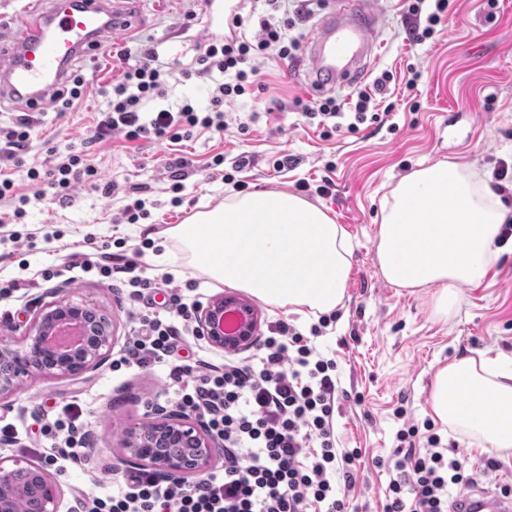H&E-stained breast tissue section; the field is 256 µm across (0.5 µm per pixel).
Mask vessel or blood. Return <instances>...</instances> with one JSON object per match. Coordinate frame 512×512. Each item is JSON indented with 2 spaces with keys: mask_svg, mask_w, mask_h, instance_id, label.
Wrapping results in <instances>:
<instances>
[{
  "mask_svg": "<svg viewBox=\"0 0 512 512\" xmlns=\"http://www.w3.org/2000/svg\"><path fill=\"white\" fill-rule=\"evenodd\" d=\"M137 0H50L29 11L0 50V102L36 105L65 84L72 61L94 50L104 33L131 26ZM375 14L365 0H334L307 45L312 92L358 83L375 58ZM462 512H512V499L485 490L461 496Z\"/></svg>",
  "mask_w": 512,
  "mask_h": 512,
  "instance_id": "vessel-or-blood-1",
  "label": "vessel or blood"
}]
</instances>
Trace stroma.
I'll use <instances>...</instances> for the list:
<instances>
[{
	"label": "stroma",
	"mask_w": 512,
	"mask_h": 512,
	"mask_svg": "<svg viewBox=\"0 0 512 512\" xmlns=\"http://www.w3.org/2000/svg\"><path fill=\"white\" fill-rule=\"evenodd\" d=\"M373 5L379 25L371 73H393L395 108L381 121L362 125L359 133L322 138L320 129L304 123L292 106L294 99L308 96L304 64L262 59L264 89L225 105L224 131L204 130L180 142H130L115 135L94 144L99 177L112 183L111 195L85 183L66 202L48 187L36 200L33 187L22 181L18 190L31 201L19 219L13 215L14 201L0 199V280L24 283L0 298V334L21 336L41 304L61 287L73 302L105 308L115 325L109 362L76 377L25 380L0 401V427L11 423L18 429L15 443L0 442L1 457L41 463L51 446L40 432L41 422L67 405L74 408L77 426L88 432L91 452L81 463L48 469L63 491L59 512H68L79 493L103 497L118 488L128 470L120 462L122 429L145 420L155 406L171 407L176 387L165 364L112 367L138 328L135 314L150 311L146 303L131 300L120 279L77 270L46 281L42 271L87 254L122 255L138 259L155 282L172 278L182 286L186 303H206L215 287L162 231L228 196L258 191L301 194L330 209L352 239L344 305L313 340L336 362V439L340 447L362 453L348 491L351 507L384 512L390 477L376 461L388 458L398 430L412 425L419 441L434 432L442 443H454L457 455L476 472L478 489L512 484L511 451L494 454L468 444L431 422L427 413L434 373L442 363L480 352L512 357V253L502 254L482 285L464 289L459 312L447 322L433 316L429 293L388 284L374 259L381 202L412 170L449 159L489 176L498 161L512 163V0H498L492 16L481 0H449L443 31L421 45L409 38L418 19L408 13L406 0H373ZM136 10L127 32L102 38L97 51L77 60L86 87L71 109L58 111L48 98L40 103L41 124L29 165L45 167L54 154L83 149L120 70L109 51L113 44L133 43L137 35H154L161 57L173 68L166 103L207 105L205 85L180 74L207 42L203 0H139ZM414 71L416 85L406 89ZM241 118L250 121L244 135L237 129ZM219 154L224 162L213 166ZM283 155L292 157L293 165L274 170V160ZM243 156L249 163L240 170L236 164ZM175 158L185 161L177 194L165 166ZM323 184L328 193H319ZM138 197L145 199L151 216L132 224L124 208ZM189 279L194 282L190 288L185 285ZM491 457L497 467H488Z\"/></svg>",
	"instance_id": "35a3bbf8"
}]
</instances>
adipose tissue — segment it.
<instances>
[{"label": "adipose tissue", "instance_id": "ef3b65f1", "mask_svg": "<svg viewBox=\"0 0 512 512\" xmlns=\"http://www.w3.org/2000/svg\"><path fill=\"white\" fill-rule=\"evenodd\" d=\"M507 206L471 165L440 160L417 168L381 208L375 260L384 280L430 291L435 315L454 316L463 289L483 283L502 254ZM167 238L215 284L304 317L341 308L353 244L328 210L284 191L238 194ZM429 414L468 443L512 449V357L463 356L436 371Z\"/></svg>", "mask_w": 512, "mask_h": 512}]
</instances>
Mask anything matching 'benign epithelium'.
<instances>
[{
  "instance_id": "7a95c632",
  "label": "benign epithelium",
  "mask_w": 512,
  "mask_h": 512,
  "mask_svg": "<svg viewBox=\"0 0 512 512\" xmlns=\"http://www.w3.org/2000/svg\"><path fill=\"white\" fill-rule=\"evenodd\" d=\"M197 334L226 354L240 353L258 341L260 317L248 296L219 293L201 306L196 316ZM84 330V343L74 349L66 343L71 330ZM114 339L110 314L95 303L74 304L66 290L35 314L21 340L0 338V400L18 389L19 379L45 376H78L101 365ZM120 448L130 464L152 467L166 480L184 479L206 472L223 452V444L199 422L183 413L157 406L145 422L128 426ZM35 478L37 512H57L60 486L41 465L0 458V512H16L24 491L18 474Z\"/></svg>"
}]
</instances>
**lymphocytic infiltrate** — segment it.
Wrapping results in <instances>:
<instances>
[{
  "label": "lymphocytic infiltrate",
  "instance_id": "f902f5d3",
  "mask_svg": "<svg viewBox=\"0 0 512 512\" xmlns=\"http://www.w3.org/2000/svg\"><path fill=\"white\" fill-rule=\"evenodd\" d=\"M253 37L243 32L245 18L230 21L233 36L208 41L195 60L197 77L221 74L210 89V106L192 103L146 111L147 102L166 95L165 66L154 38L140 40L137 51L117 45L114 59L126 67L112 82V94L99 114L92 136L100 142L120 134L128 141H175L204 129L223 130L224 105L258 86L254 62L259 58L295 61L300 48L292 37L301 15L288 0H265ZM393 79L382 72L372 90H358L351 112L335 98L298 103L302 118L318 121L325 136L345 130L357 132L367 120H379L369 110L373 95L389 91ZM38 120L27 112L10 126L0 127V162L23 166ZM26 170L28 182L54 189L67 200L78 182H98V167L88 150L67 153L46 170ZM167 316H144V330L121 358L122 364L148 367L165 363L177 384L179 411L204 420L210 433L224 443V465L193 482L161 483L141 469L126 475L117 493L75 499V512H347L342 487L352 486L359 450L342 451L333 432L334 368L309 345L307 336L285 321H277L264 342L262 356L248 360L235 356L217 367L206 361L179 363L177 352L192 312L178 292L164 302ZM41 432L57 439L58 455L80 461L89 443L74 416L45 420ZM416 427L400 430L399 441L386 463L391 475L384 512H448L451 488L473 483L464 461L450 455L438 434L427 437L425 451L412 444Z\"/></svg>",
  "mask_w": 512,
  "mask_h": 512
}]
</instances>
